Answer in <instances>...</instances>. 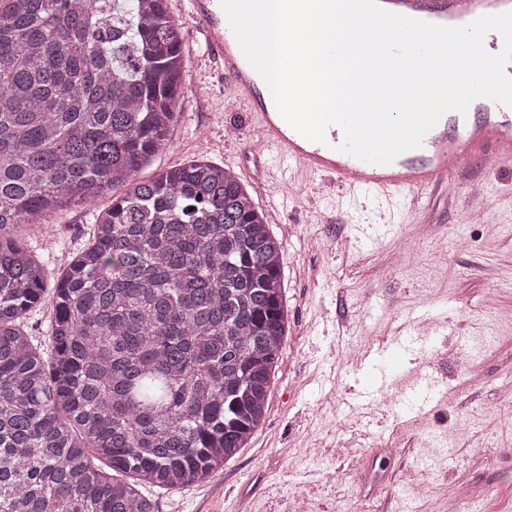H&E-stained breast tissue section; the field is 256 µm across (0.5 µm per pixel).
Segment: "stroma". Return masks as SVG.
Here are the masks:
<instances>
[{"label":"stroma","instance_id":"35a3bbf8","mask_svg":"<svg viewBox=\"0 0 512 512\" xmlns=\"http://www.w3.org/2000/svg\"><path fill=\"white\" fill-rule=\"evenodd\" d=\"M181 28L186 94L138 176L202 157L240 179L283 243L288 338L250 445L204 483L154 491L159 512H292L296 493L310 512H512V424L497 411L512 403V163L477 164L489 204L452 183L425 211L400 207L389 222L371 194L328 192L299 174L277 185L268 170L285 163L250 149L248 112L225 110L223 84L196 62L191 24ZM111 202L107 194L30 227L29 249L60 273L88 237L93 209ZM399 250L415 251L416 271L390 265ZM424 308L441 323L436 341L405 344L406 323ZM475 336L494 343L457 372L455 355ZM420 364L443 397L424 410L386 402L393 379ZM354 394L368 397L372 426L348 413ZM437 438L448 456L428 472L421 461ZM299 439L307 454L281 456ZM427 480L467 485L470 495H416Z\"/></svg>","mask_w":512,"mask_h":512}]
</instances>
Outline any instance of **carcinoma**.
Returning a JSON list of instances; mask_svg holds the SVG:
<instances>
[{"label":"carcinoma","mask_w":512,"mask_h":512,"mask_svg":"<svg viewBox=\"0 0 512 512\" xmlns=\"http://www.w3.org/2000/svg\"><path fill=\"white\" fill-rule=\"evenodd\" d=\"M167 0H0V512H158L262 424L288 336L283 243L198 159L136 178L185 94ZM55 282L23 233L87 205ZM49 352L23 330L47 288Z\"/></svg>","instance_id":"carcinoma-1"}]
</instances>
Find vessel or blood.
Returning a JSON list of instances; mask_svg holds the SVG:
<instances>
[{
	"mask_svg": "<svg viewBox=\"0 0 512 512\" xmlns=\"http://www.w3.org/2000/svg\"><path fill=\"white\" fill-rule=\"evenodd\" d=\"M378 2L387 11L447 27L512 11V0ZM188 15L235 107L250 112L259 145L273 149L298 172L338 181L353 193L381 195L390 206L400 201L413 210L422 197L435 196L447 181L468 184L475 162H512V107L499 102L491 108L476 107L470 114L445 113L419 148L388 165L370 164L341 151L344 132L336 125L328 128L325 142L308 140L284 120L273 100L265 98L264 81L243 55L219 0H188Z\"/></svg>",
	"mask_w": 512,
	"mask_h": 512,
	"instance_id": "b4317fda",
	"label": "vessel or blood"
}]
</instances>
